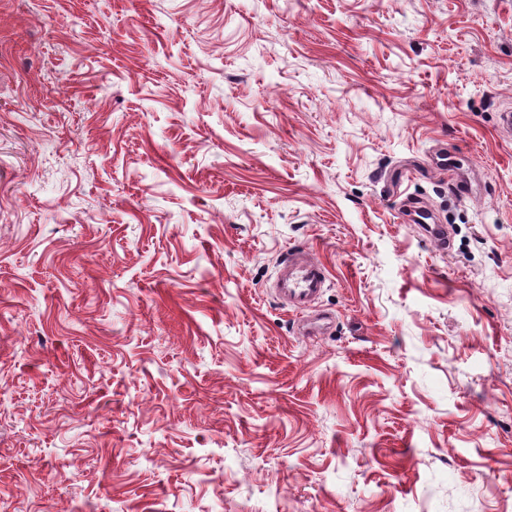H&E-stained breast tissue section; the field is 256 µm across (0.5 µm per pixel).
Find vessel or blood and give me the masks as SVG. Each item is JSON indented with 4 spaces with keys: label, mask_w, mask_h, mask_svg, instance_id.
Listing matches in <instances>:
<instances>
[{
    "label": "vessel or blood",
    "mask_w": 512,
    "mask_h": 512,
    "mask_svg": "<svg viewBox=\"0 0 512 512\" xmlns=\"http://www.w3.org/2000/svg\"><path fill=\"white\" fill-rule=\"evenodd\" d=\"M327 280L323 264L296 250L281 262L273 291L287 307L301 313L320 297Z\"/></svg>",
    "instance_id": "1"
}]
</instances>
